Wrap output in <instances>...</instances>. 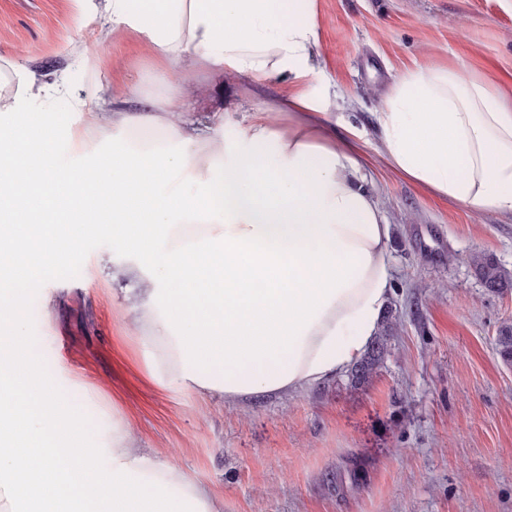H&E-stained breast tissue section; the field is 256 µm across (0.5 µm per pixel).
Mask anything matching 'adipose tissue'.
<instances>
[{
    "label": "adipose tissue",
    "mask_w": 512,
    "mask_h": 512,
    "mask_svg": "<svg viewBox=\"0 0 512 512\" xmlns=\"http://www.w3.org/2000/svg\"><path fill=\"white\" fill-rule=\"evenodd\" d=\"M105 42L127 31L179 63L200 97L225 77H288L273 108L226 126L185 114L91 113L136 135L80 172L48 151L36 75L0 95V492L15 512H208L213 493L155 473L126 434L85 446L81 419L30 351L19 292L41 268L111 232L131 254L112 269L150 326V374L204 396L293 394L343 377L378 336L393 294L390 222L362 184L356 148L312 97L315 0H104ZM206 82H196L199 72ZM383 159L471 212L512 214V93L444 64L404 70L375 114ZM166 126L167 140L155 138ZM97 183L96 198L76 183ZM112 459L103 469V456Z\"/></svg>",
    "instance_id": "ef3b65f1"
}]
</instances>
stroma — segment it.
Here are the masks:
<instances>
[{
    "label": "stroma",
    "mask_w": 512,
    "mask_h": 512,
    "mask_svg": "<svg viewBox=\"0 0 512 512\" xmlns=\"http://www.w3.org/2000/svg\"><path fill=\"white\" fill-rule=\"evenodd\" d=\"M317 75L310 91L328 127L357 147L367 189L391 224L389 316L399 331L370 383L347 378L249 401L154 383L143 324L114 289L123 246L105 234L23 288L27 333L93 446L119 429L157 469L210 486L215 512H512V365L495 339L512 291L488 292L468 262L479 250L512 272V215L474 214L403 177L380 157L373 114L403 70L443 63L512 88V0H316ZM102 0H0V91L13 64L64 94L46 108L62 166L81 169L127 139L84 122L124 94L152 111L174 62L129 32L99 44ZM287 76L238 74L190 112L224 107L247 124Z\"/></svg>",
    "instance_id": "stroma-1"
}]
</instances>
